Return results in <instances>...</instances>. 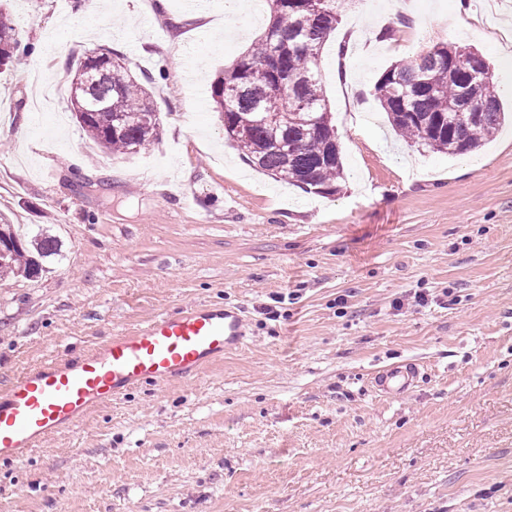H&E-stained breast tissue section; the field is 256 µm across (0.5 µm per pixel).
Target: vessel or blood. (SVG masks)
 Here are the masks:
<instances>
[{
    "instance_id": "vessel-or-blood-1",
    "label": "vessel or blood",
    "mask_w": 512,
    "mask_h": 512,
    "mask_svg": "<svg viewBox=\"0 0 512 512\" xmlns=\"http://www.w3.org/2000/svg\"><path fill=\"white\" fill-rule=\"evenodd\" d=\"M243 336L236 312L201 305L158 315L94 351L25 372L0 395V460H23L49 436L133 387L197 374ZM423 376L419 363L407 362L377 371L372 384L380 395H401L413 391Z\"/></svg>"
}]
</instances>
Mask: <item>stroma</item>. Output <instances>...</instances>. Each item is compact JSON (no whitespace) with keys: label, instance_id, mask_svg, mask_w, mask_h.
Returning a JSON list of instances; mask_svg holds the SVG:
<instances>
[{"label":"stroma","instance_id":"35a3bbf8","mask_svg":"<svg viewBox=\"0 0 512 512\" xmlns=\"http://www.w3.org/2000/svg\"><path fill=\"white\" fill-rule=\"evenodd\" d=\"M342 12L351 76L325 64L345 183L313 197L224 139L214 79L261 32L251 0H8L25 65L0 67V224L51 236L41 278L0 280V383L200 304L239 310L242 348L197 375L96 407L20 462L0 512H512V123L451 157L409 146L374 96L391 65L444 41L490 64L512 109V54L486 0ZM149 73L160 139L100 154L67 96L68 59L101 47ZM426 374L376 395L375 368Z\"/></svg>","mask_w":512,"mask_h":512}]
</instances>
